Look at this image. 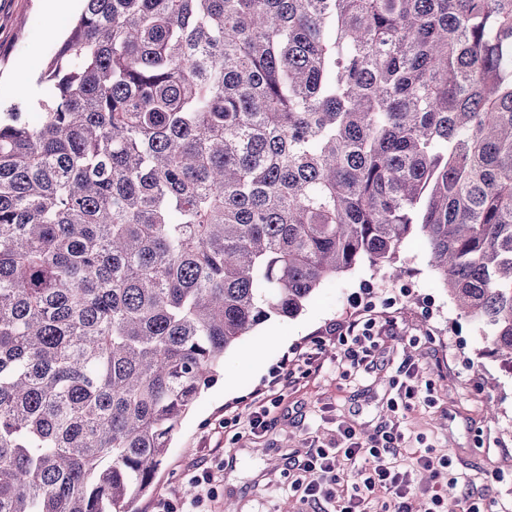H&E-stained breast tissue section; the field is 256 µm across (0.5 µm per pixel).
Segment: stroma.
<instances>
[{
  "label": "stroma",
  "mask_w": 512,
  "mask_h": 512,
  "mask_svg": "<svg viewBox=\"0 0 512 512\" xmlns=\"http://www.w3.org/2000/svg\"><path fill=\"white\" fill-rule=\"evenodd\" d=\"M73 21L48 17L39 0H0L1 101L30 104L41 96L42 87L27 90L17 78L32 59L48 63L59 44L49 30L67 33ZM399 264L402 274L390 279L356 265L326 281L296 317H271L227 350L223 369L174 432L138 512H154L161 498L177 506L189 501L186 487L205 472L210 481L198 512H224L230 501L236 512H312L291 489L296 462L333 439L339 426L353 427L365 442L395 418L406 447L449 455L468 475L469 487L453 491L459 512L470 495L512 507V367L490 353L484 329L460 315L419 236L404 242ZM361 304L377 320L398 324L396 335L380 336L371 369L343 376L335 344H326L321 373L296 366L294 386L269 406L267 429L250 432L252 398L267 388L282 358L312 350L326 328L352 318ZM259 343L262 357L246 366ZM407 359L430 392L397 416L390 410L393 379Z\"/></svg>",
  "instance_id": "obj_1"
}]
</instances>
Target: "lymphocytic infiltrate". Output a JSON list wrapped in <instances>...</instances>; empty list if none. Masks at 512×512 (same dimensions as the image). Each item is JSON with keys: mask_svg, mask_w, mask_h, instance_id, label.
<instances>
[{"mask_svg": "<svg viewBox=\"0 0 512 512\" xmlns=\"http://www.w3.org/2000/svg\"><path fill=\"white\" fill-rule=\"evenodd\" d=\"M385 328L375 318L363 315L335 324L327 332L341 346L345 360L353 370L366 366L376 346L378 336ZM404 435L399 423H392L380 431L378 438L370 443L356 442L351 428L340 430L334 444L315 448L300 468L311 473L310 481H295V490L303 491L306 502L321 505L332 502L336 512H369L371 498L383 493L387 500L383 512H413L411 500L412 473L420 468L429 471L432 477L442 480L445 487L456 488L466 482L464 474L453 471L452 460L447 456L413 453L410 463L399 464L396 456L403 445ZM349 461L361 477V484L353 485L351 491L340 492L344 473L340 460Z\"/></svg>", "mask_w": 512, "mask_h": 512, "instance_id": "f902f5d3", "label": "lymphocytic infiltrate"}]
</instances>
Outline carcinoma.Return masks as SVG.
<instances>
[{
    "instance_id": "obj_1",
    "label": "carcinoma",
    "mask_w": 512,
    "mask_h": 512,
    "mask_svg": "<svg viewBox=\"0 0 512 512\" xmlns=\"http://www.w3.org/2000/svg\"><path fill=\"white\" fill-rule=\"evenodd\" d=\"M0 121V512H136L273 315L419 231L512 362V0H83Z\"/></svg>"
}]
</instances>
